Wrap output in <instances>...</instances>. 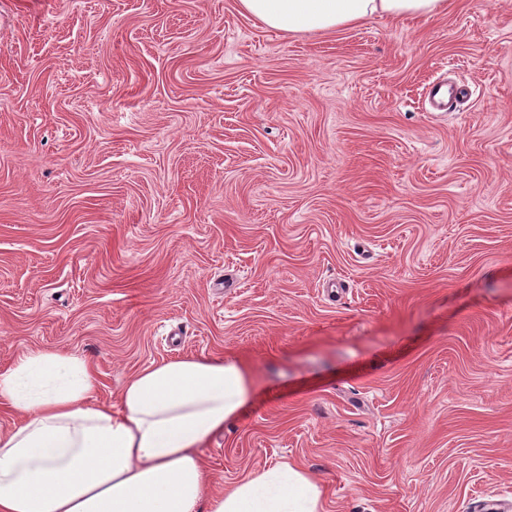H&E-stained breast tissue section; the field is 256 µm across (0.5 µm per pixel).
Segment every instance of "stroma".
I'll use <instances>...</instances> for the list:
<instances>
[{"instance_id": "stroma-1", "label": "stroma", "mask_w": 512, "mask_h": 512, "mask_svg": "<svg viewBox=\"0 0 512 512\" xmlns=\"http://www.w3.org/2000/svg\"><path fill=\"white\" fill-rule=\"evenodd\" d=\"M27 349L110 403L247 364L213 495L286 461L328 512L512 505V0L295 37L236 0H0V372Z\"/></svg>"}]
</instances>
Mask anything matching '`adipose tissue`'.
I'll return each instance as SVG.
<instances>
[{
	"label": "adipose tissue",
	"instance_id": "adipose-tissue-1",
	"mask_svg": "<svg viewBox=\"0 0 512 512\" xmlns=\"http://www.w3.org/2000/svg\"><path fill=\"white\" fill-rule=\"evenodd\" d=\"M449 0H238L242 13L297 35L375 18L430 19ZM245 366L185 356L145 367L119 406L95 398L86 359L25 350L0 373V403L19 416L0 430V512H199V448L247 403ZM210 512H326L320 486L290 463L266 466L214 498Z\"/></svg>",
	"mask_w": 512,
	"mask_h": 512
}]
</instances>
